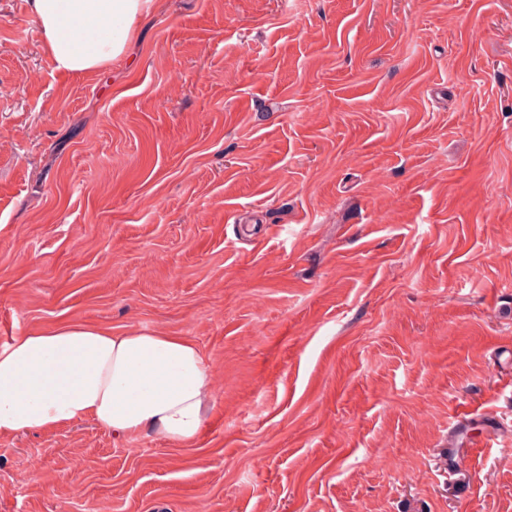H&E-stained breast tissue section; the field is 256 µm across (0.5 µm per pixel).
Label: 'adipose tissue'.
Returning <instances> with one entry per match:
<instances>
[{"label":"adipose tissue","instance_id":"1","mask_svg":"<svg viewBox=\"0 0 512 512\" xmlns=\"http://www.w3.org/2000/svg\"><path fill=\"white\" fill-rule=\"evenodd\" d=\"M158 0H29L56 70L81 74L124 57ZM211 367L189 339L66 325L0 348V437L91 418L117 436L201 432Z\"/></svg>","mask_w":512,"mask_h":512}]
</instances>
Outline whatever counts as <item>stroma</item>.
Masks as SVG:
<instances>
[{
    "label": "stroma",
    "instance_id": "35a3bbf8",
    "mask_svg": "<svg viewBox=\"0 0 512 512\" xmlns=\"http://www.w3.org/2000/svg\"><path fill=\"white\" fill-rule=\"evenodd\" d=\"M67 324L195 342L202 431L0 437V512H512V0H161L77 75L0 0V348Z\"/></svg>",
    "mask_w": 512,
    "mask_h": 512
}]
</instances>
